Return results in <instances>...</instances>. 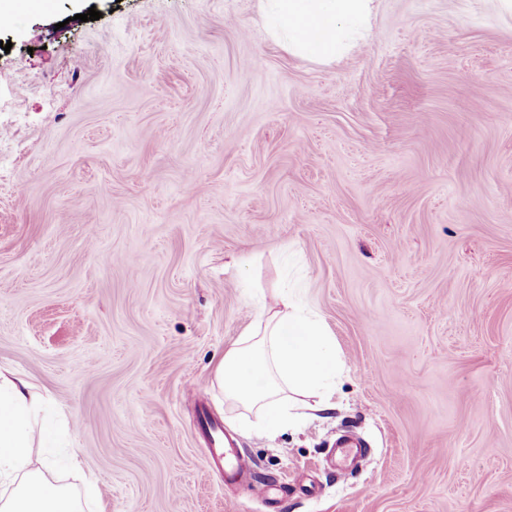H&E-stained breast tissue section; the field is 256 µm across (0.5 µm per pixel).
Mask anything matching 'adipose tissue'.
<instances>
[{"mask_svg":"<svg viewBox=\"0 0 512 512\" xmlns=\"http://www.w3.org/2000/svg\"><path fill=\"white\" fill-rule=\"evenodd\" d=\"M265 2L273 32L294 52L325 61L366 30L373 0ZM340 379L341 360L327 325L281 293L253 316L214 371L224 397L256 414L268 434L295 427L305 398H315L316 409L331 408ZM42 406L28 381L0 372V486L12 489L0 512H80L66 488L29 468L31 448L49 436L38 420Z\"/></svg>","mask_w":512,"mask_h":512,"instance_id":"ef3b65f1","label":"adipose tissue"}]
</instances>
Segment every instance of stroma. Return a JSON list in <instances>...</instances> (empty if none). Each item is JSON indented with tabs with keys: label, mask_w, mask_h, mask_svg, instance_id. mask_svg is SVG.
Wrapping results in <instances>:
<instances>
[{
	"label": "stroma",
	"mask_w": 512,
	"mask_h": 512,
	"mask_svg": "<svg viewBox=\"0 0 512 512\" xmlns=\"http://www.w3.org/2000/svg\"><path fill=\"white\" fill-rule=\"evenodd\" d=\"M95 21H81L89 8ZM292 293L344 363L266 437L213 384ZM0 369L91 512H512V14L375 0L343 56L261 0H49L0 28ZM256 476L228 485L201 414ZM369 444L336 474L339 430Z\"/></svg>",
	"instance_id": "35a3bbf8"
}]
</instances>
